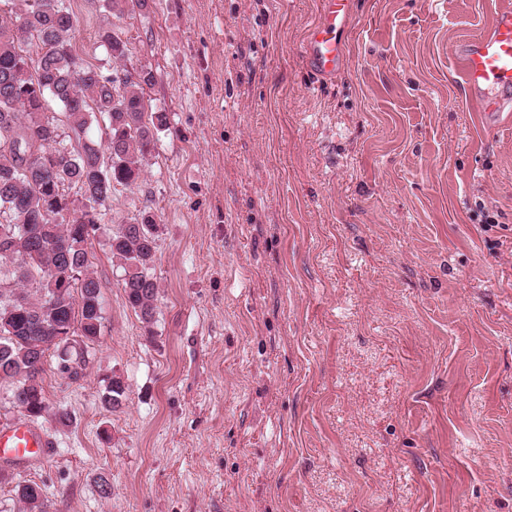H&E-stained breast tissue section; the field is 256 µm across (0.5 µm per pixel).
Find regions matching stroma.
<instances>
[{
    "label": "stroma",
    "mask_w": 512,
    "mask_h": 512,
    "mask_svg": "<svg viewBox=\"0 0 512 512\" xmlns=\"http://www.w3.org/2000/svg\"><path fill=\"white\" fill-rule=\"evenodd\" d=\"M354 2L319 83L320 0H70L82 64L151 67L167 116L103 217L156 214V321L91 238L101 333L79 380L47 356L52 453L0 461V512H24L23 480L48 512H512V121L486 129L452 80L491 8ZM353 0H321L318 19L304 37V60L318 78L330 80L343 67L345 35L353 17ZM105 383L103 392L100 395L101 404L111 412L121 409L123 400L126 397V387L122 379L112 376L107 378ZM15 493L27 512H46L47 504L42 497L41 487L30 481H20L15 485Z\"/></svg>",
    "instance_id": "obj_1"
}]
</instances>
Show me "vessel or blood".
Here are the masks:
<instances>
[{"label":"vessel or blood","instance_id":"obj_1","mask_svg":"<svg viewBox=\"0 0 512 512\" xmlns=\"http://www.w3.org/2000/svg\"><path fill=\"white\" fill-rule=\"evenodd\" d=\"M352 17V0H321L319 16L304 37L306 66L318 78L333 79L343 67ZM453 53L455 81L468 105L486 123H496L512 104V6L494 8L489 27L458 38ZM50 448V438L32 422L0 424V460L40 462Z\"/></svg>","mask_w":512,"mask_h":512}]
</instances>
